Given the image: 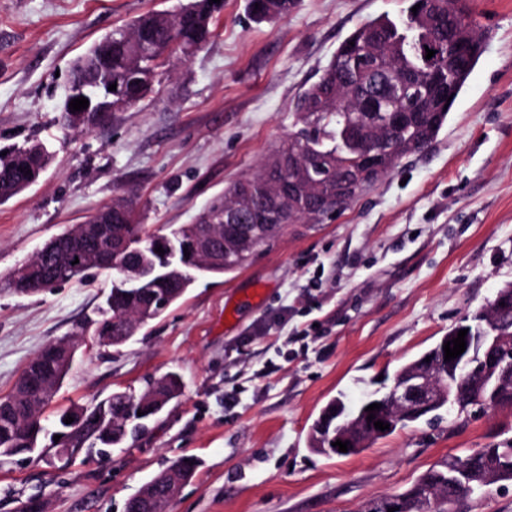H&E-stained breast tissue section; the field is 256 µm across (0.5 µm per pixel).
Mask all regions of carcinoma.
<instances>
[{"instance_id":"obj_1","label":"carcinoma","mask_w":512,"mask_h":512,"mask_svg":"<svg viewBox=\"0 0 512 512\" xmlns=\"http://www.w3.org/2000/svg\"><path fill=\"white\" fill-rule=\"evenodd\" d=\"M469 3L470 0H411L405 17L400 21L377 18L356 28L339 45L319 80L302 93L298 106L301 127L266 157L255 173L248 176L253 183L254 207L272 216L273 222L283 231L288 225L303 221L304 210L317 208L325 198L336 194V179L344 178L357 167L363 149V145L352 140L345 126L344 109L350 93L368 84L377 87L380 78L389 71L413 80L416 95L411 101L384 97L379 101V111L367 116L366 122L375 124L388 111L406 112L404 124L387 132L388 146L393 151L387 153L385 147H380L384 151L380 158L381 173L388 174L403 158L430 148L446 124L452 107L445 106L444 101L429 93L432 70L420 58L418 43L427 39L439 48L442 74L454 84L455 94H460L482 53V37L469 19ZM296 4L297 0H248V11L256 22H274L288 16ZM417 4L420 8L414 13L412 7ZM219 14L220 5H211L209 0H187L173 13L154 11L142 14L122 28L112 30V36H103L79 56L72 68L70 86L77 90V96L85 97L96 108L104 106L111 97H121L134 107L153 91L157 70L155 60L167 49L185 60L202 51L214 36L213 22ZM464 34L475 40V48L467 57L461 58L456 55L454 44ZM372 50L379 52L375 57L378 65L375 74L355 65L358 56ZM112 82L117 84L114 92L108 91ZM289 152L298 153L300 158V165L288 169V188L298 203L295 210L285 208L262 190L264 173L276 172L278 159ZM49 161L50 153L40 143L5 150L0 148V203L37 182ZM236 189L237 185L233 184L214 197L200 214L199 223L182 226L167 235L143 233V225L137 223L133 204L124 198L114 200L113 204L127 209L128 217L114 211L112 223H130L129 233L144 234V239L150 244L143 253L128 251L127 261L135 265L146 256L158 267H163L165 261L155 248L166 245L168 237L183 244L204 232L208 222L224 223V207L233 202ZM248 260L247 256H233L221 261L206 275L232 273ZM88 270V266L65 271L40 267L35 270L32 287L40 289L48 282H80ZM197 281L196 277L164 280L159 276L141 283L133 291L119 288L117 294L108 295L110 301L106 302L101 319L95 322V330L110 337L108 345L119 347L128 342L142 325L161 315L158 310L147 311L153 295H167L168 304L172 305L183 298ZM24 372L46 378L58 386L67 376L57 365L51 345L42 348L28 362ZM182 389L181 377L169 372L145 381L134 395L126 391L112 394L104 404L87 411L89 419L75 438L71 452L85 447L95 448L99 444L106 447L122 444L127 437H134L145 430L144 420L140 419L130 425L128 432L122 431L123 414L131 400H147L144 409L152 417L178 400ZM453 400L460 407V414L473 408L493 409V406L478 400L477 392L466 380L457 385ZM338 405L345 420L352 421L365 412L368 402L361 403L354 411L348 410L340 399L329 402L311 426L309 447L316 449L329 445L328 438L336 434L335 409ZM46 406L48 403L37 394L19 384L14 387L7 396V402L0 404V457L16 456L17 449L38 442L36 426L42 419L34 417V413ZM464 459L469 467V487L451 483L448 473L434 465L407 491L411 495L409 512H448V504L489 486L483 482V477L491 469L497 471L498 481H512V443L479 448ZM198 466L197 459L182 458L172 464V475L167 477L161 471L153 476L151 481L160 484L157 493L159 505H164L171 498L164 493L166 484L186 483Z\"/></svg>"}]
</instances>
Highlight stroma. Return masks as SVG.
Wrapping results in <instances>:
<instances>
[{"label": "stroma", "mask_w": 512, "mask_h": 512, "mask_svg": "<svg viewBox=\"0 0 512 512\" xmlns=\"http://www.w3.org/2000/svg\"><path fill=\"white\" fill-rule=\"evenodd\" d=\"M178 4L0 0V145L40 143L51 155L34 185L0 204V396L45 345L82 341L40 452L0 459V512L30 498L47 512H123L185 456L199 467L170 512H358L445 457L512 441L507 406L420 421L349 456L308 444L331 399L358 406L512 282V0H471L484 51L431 149L334 219L294 225L241 270L199 281L125 345H100L87 327L111 274L32 294L8 288L15 267L116 196L148 232L193 223L295 131L299 96L340 43L376 17L399 20L409 0H299L260 24L247 0H224L208 45L172 59L138 108L89 133L61 127L76 58L113 28ZM170 371L183 394L148 433L104 458L56 456V412ZM454 512H512V482Z\"/></svg>", "instance_id": "stroma-1"}]
</instances>
